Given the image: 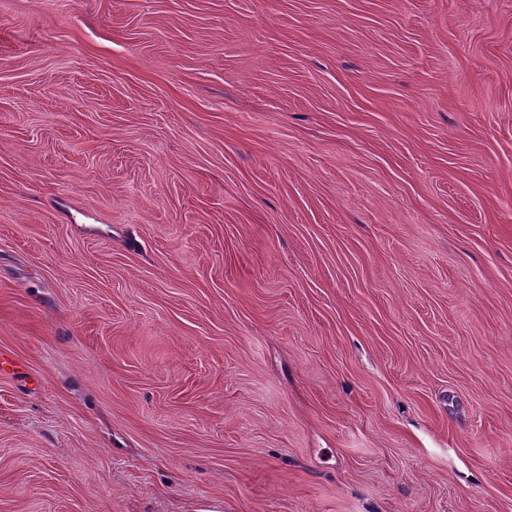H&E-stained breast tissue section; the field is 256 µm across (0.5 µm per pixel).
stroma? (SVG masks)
<instances>
[{
	"label": "stroma",
	"mask_w": 512,
	"mask_h": 512,
	"mask_svg": "<svg viewBox=\"0 0 512 512\" xmlns=\"http://www.w3.org/2000/svg\"><path fill=\"white\" fill-rule=\"evenodd\" d=\"M0 512H512V0H0Z\"/></svg>",
	"instance_id": "1"
}]
</instances>
